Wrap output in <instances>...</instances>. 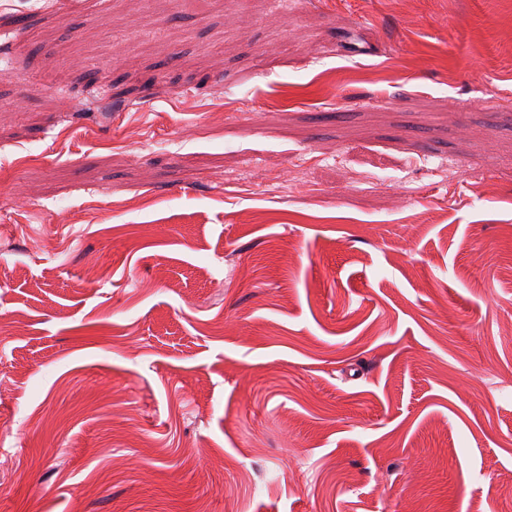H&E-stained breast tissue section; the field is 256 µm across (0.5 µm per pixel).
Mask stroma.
<instances>
[{
	"instance_id": "stroma-1",
	"label": "stroma",
	"mask_w": 512,
	"mask_h": 512,
	"mask_svg": "<svg viewBox=\"0 0 512 512\" xmlns=\"http://www.w3.org/2000/svg\"><path fill=\"white\" fill-rule=\"evenodd\" d=\"M0 512H512V0H0Z\"/></svg>"
}]
</instances>
